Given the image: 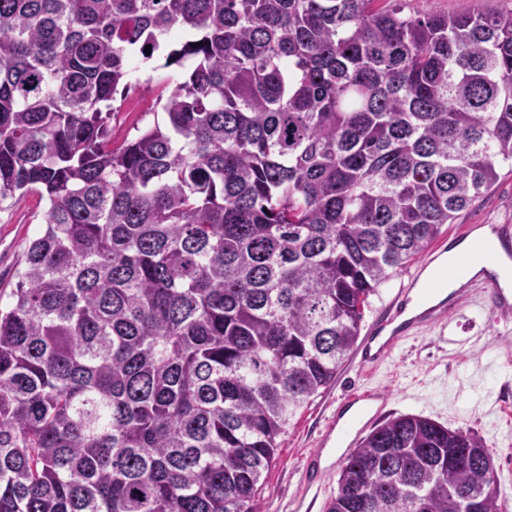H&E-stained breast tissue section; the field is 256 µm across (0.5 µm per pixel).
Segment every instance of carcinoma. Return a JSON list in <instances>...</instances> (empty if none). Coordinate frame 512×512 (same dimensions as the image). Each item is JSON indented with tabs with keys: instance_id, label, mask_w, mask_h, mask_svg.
Wrapping results in <instances>:
<instances>
[{
	"instance_id": "carcinoma-1",
	"label": "carcinoma",
	"mask_w": 512,
	"mask_h": 512,
	"mask_svg": "<svg viewBox=\"0 0 512 512\" xmlns=\"http://www.w3.org/2000/svg\"><path fill=\"white\" fill-rule=\"evenodd\" d=\"M377 2L0 0V201H46L0 304V512H256L368 297L512 173V12ZM164 50L188 77L112 146ZM472 496L502 512L481 439L399 415L328 512ZM162 58H156L143 65L140 74V85L131 87L125 93L121 88L115 96L113 106L118 112L112 116V145L120 146L138 134V130L153 125L157 120L161 123L164 114L158 104L157 95L168 81H180L184 72L176 67L159 68ZM153 67H157L153 70ZM150 82L146 84L147 80Z\"/></svg>"
}]
</instances>
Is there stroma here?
Listing matches in <instances>:
<instances>
[{
  "label": "stroma",
  "mask_w": 512,
  "mask_h": 512,
  "mask_svg": "<svg viewBox=\"0 0 512 512\" xmlns=\"http://www.w3.org/2000/svg\"><path fill=\"white\" fill-rule=\"evenodd\" d=\"M448 14H492L512 10V0H408ZM182 70L144 64L141 83L116 96L112 143L121 145L138 131L163 120L157 96L165 83L181 80ZM44 203L37 193L0 202V293L9 294L23 261L26 244L40 227ZM512 223V173L438 237L468 224ZM375 388L389 398L388 417L418 415L452 430L475 433L494 462L500 501L512 502V328L489 313L479 297L466 299L459 315L445 324L403 342L391 358L369 374L346 361L335 383L291 421L281 435L276 459L257 494L259 512H327L337 489L339 468H332L319 487L303 480L307 456L336 410V403L354 388Z\"/></svg>",
  "instance_id": "35a3bbf8"
}]
</instances>
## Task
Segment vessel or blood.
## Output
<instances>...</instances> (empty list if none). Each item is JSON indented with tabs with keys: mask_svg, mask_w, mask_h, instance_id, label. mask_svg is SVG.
I'll list each match as a JSON object with an SVG mask.
<instances>
[{
	"mask_svg": "<svg viewBox=\"0 0 512 512\" xmlns=\"http://www.w3.org/2000/svg\"><path fill=\"white\" fill-rule=\"evenodd\" d=\"M489 230L495 249L487 254L483 271L467 280L464 288L451 296L434 304L420 305L415 312H408L411 293L421 279L420 273L408 274L406 282L397 289L382 314L367 330L358 352L361 373H369L380 366L400 343L445 320L460 307L466 296L480 295L485 306L499 321H512V290L501 286L495 270L499 251L512 250V226L493 224ZM387 402V397L376 390L344 397L325 427L319 440L320 447H327L333 441L348 448L355 447L360 437L377 422Z\"/></svg>",
	"mask_w": 512,
	"mask_h": 512,
	"instance_id": "1",
	"label": "vessel or blood"
}]
</instances>
